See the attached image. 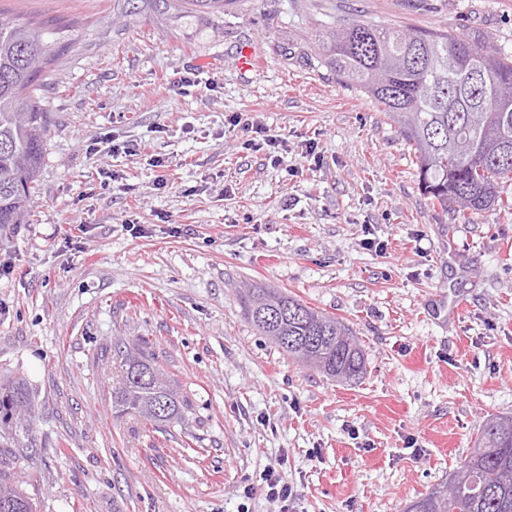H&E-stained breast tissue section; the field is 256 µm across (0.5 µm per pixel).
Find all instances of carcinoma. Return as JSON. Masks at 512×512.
Returning a JSON list of instances; mask_svg holds the SVG:
<instances>
[{
	"instance_id": "1",
	"label": "carcinoma",
	"mask_w": 512,
	"mask_h": 512,
	"mask_svg": "<svg viewBox=\"0 0 512 512\" xmlns=\"http://www.w3.org/2000/svg\"><path fill=\"white\" fill-rule=\"evenodd\" d=\"M48 63L39 36L0 17V232L26 223L27 202L44 158L45 112L33 95ZM328 65L340 82L383 106L409 143L423 195L452 215L499 205L512 184V53L481 36L397 30L354 19L336 30ZM481 77L471 85V75ZM247 318L306 367L336 381L364 373L365 350L336 318L274 288H249ZM112 405L154 422L180 425L188 405L156 358L143 349L126 357ZM30 401L22 384L0 392V424L27 433ZM448 498L436 488L418 498L422 512H512V416L478 428L475 448L448 475ZM0 512H36L15 482L0 478Z\"/></svg>"
}]
</instances>
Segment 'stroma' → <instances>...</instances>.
Returning a JSON list of instances; mask_svg holds the SVG:
<instances>
[{
  "mask_svg": "<svg viewBox=\"0 0 512 512\" xmlns=\"http://www.w3.org/2000/svg\"><path fill=\"white\" fill-rule=\"evenodd\" d=\"M0 16L38 28L50 59L30 218L0 238V389L24 384L33 413L0 435V471L37 512H276L274 465L289 512H404L483 417L512 416V213L433 207L397 125L325 62L352 19L512 52V0H0ZM245 44L262 71L237 69ZM189 72L208 90L181 93ZM240 112L252 129L229 124ZM269 136L288 145L276 165L242 147ZM251 284L342 321L362 377L329 380L260 336ZM135 346L185 424L113 408ZM266 498L279 505V512H288V502L293 496L292 486L276 469H268L264 477Z\"/></svg>",
  "mask_w": 512,
  "mask_h": 512,
  "instance_id": "stroma-1",
  "label": "stroma"
}]
</instances>
